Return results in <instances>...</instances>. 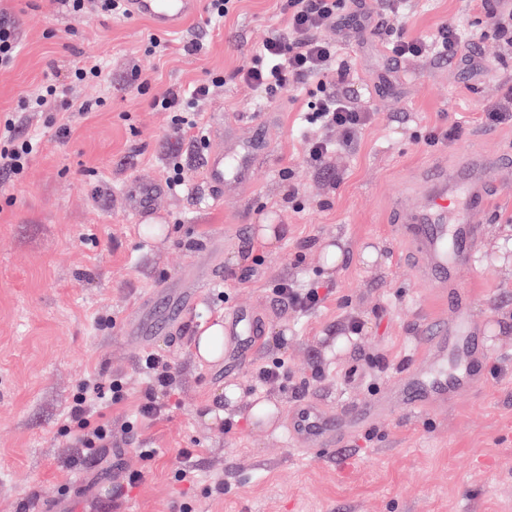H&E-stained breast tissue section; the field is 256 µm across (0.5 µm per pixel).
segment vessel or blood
<instances>
[{"label":"vessel or blood","instance_id":"vessel-or-blood-1","mask_svg":"<svg viewBox=\"0 0 512 512\" xmlns=\"http://www.w3.org/2000/svg\"><path fill=\"white\" fill-rule=\"evenodd\" d=\"M197 6L198 0H126L130 18L147 19L161 31L177 30ZM251 126L249 140L208 154L205 166L216 193L250 182L256 159L269 151L265 119H254ZM510 165L512 156L506 154H473L451 168L429 164L421 169L416 202L398 212L395 236L412 247L421 277L447 290L448 315L430 322L425 329L427 358L393 376L383 391L333 411L311 400L296 406L287 431L290 446L299 450L341 448L349 435L368 429L396 408L422 412L448 398L477 393L485 376L481 327L474 316L471 293L462 284L459 272L475 266L478 260L477 244L484 227L473 218L490 215L498 188L497 172ZM164 192L158 182H138L130 193L137 216L143 218L152 212ZM199 286V274L190 268L180 274L176 285H160L127 324V333L146 343L158 325L179 324L183 315L195 307ZM260 335V320L253 310L233 311L227 333V371L247 365Z\"/></svg>","mask_w":512,"mask_h":512}]
</instances>
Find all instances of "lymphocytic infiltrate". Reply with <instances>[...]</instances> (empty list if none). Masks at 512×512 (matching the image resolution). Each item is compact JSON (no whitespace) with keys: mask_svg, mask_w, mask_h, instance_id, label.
Instances as JSON below:
<instances>
[{"mask_svg":"<svg viewBox=\"0 0 512 512\" xmlns=\"http://www.w3.org/2000/svg\"><path fill=\"white\" fill-rule=\"evenodd\" d=\"M341 0H283L285 21L274 29L258 48L254 58L240 66L234 77L248 88L254 99L267 101L287 85L315 84L319 95L307 115L308 123L317 125V135L305 141L303 157L313 173L329 170L337 146H351L359 133L371 121L368 111L355 106L342 92L347 70L337 59L335 43L322 37L324 30L339 21ZM458 27L443 25L437 33L425 37H409L398 33L390 50L399 58L451 55L457 42ZM223 77L206 76L191 88L170 87L153 99L155 108L169 112L170 126L168 164L165 182L177 190L186 183L184 148L203 151L207 145L205 127L197 105L208 98L214 88L222 86ZM66 95L54 80H46L38 93L22 98L19 110L0 113V175L21 178L34 146L22 130L25 114L47 112L65 101ZM339 132L340 141H332L330 132ZM142 367L149 385L137 415L141 418L161 416L165 411L163 397L173 384L175 375L169 360L155 353L143 355ZM111 397L120 401L123 383L118 379L94 380L85 383L73 398L68 418L81 431L79 443L85 457H94L101 448L112 445V430L108 424H92L90 418L98 399Z\"/></svg>","mask_w":512,"mask_h":512,"instance_id":"obj_1","label":"lymphocytic infiltrate"}]
</instances>
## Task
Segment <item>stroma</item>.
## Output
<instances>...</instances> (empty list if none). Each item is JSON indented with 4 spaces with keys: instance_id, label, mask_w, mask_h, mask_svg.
I'll return each mask as SVG.
<instances>
[{
    "instance_id": "obj_1",
    "label": "stroma",
    "mask_w": 512,
    "mask_h": 512,
    "mask_svg": "<svg viewBox=\"0 0 512 512\" xmlns=\"http://www.w3.org/2000/svg\"><path fill=\"white\" fill-rule=\"evenodd\" d=\"M485 12L483 0H412L392 17L393 28L417 36L461 24L453 60L392 57L373 27L325 30L348 69V95L372 120L316 175L302 158L311 93L290 85L257 104L231 77L282 23L278 0H240L215 26L197 9L161 58L149 51L147 21L103 19L94 0L80 25L60 0H0V17L19 21L22 37L14 67L0 71V111L17 109L46 76L68 82L86 57L103 59L109 72L78 86L64 113L30 119L37 152L24 177L0 181V512H512V170L501 174L478 264L460 273L487 329L489 372L477 394L421 415L396 411L318 453L290 447L284 425L249 419L258 397L286 415L307 398L332 409L368 398L424 358V326L448 309L389 226L393 210L411 202L420 167L512 152V123L489 124L479 108L512 88V42L486 27ZM191 41L198 51L184 52ZM137 68L152 78L148 93L138 89ZM208 72L225 80L200 104L203 119L270 115L271 150L250 185L223 197L208 184L204 159L192 160L186 191L165 194L138 223L127 193L135 182L163 180L167 158L170 117L153 108V96ZM95 100L96 112H79ZM457 122L461 138L430 143ZM155 224L167 226L164 237ZM260 224L286 227L275 249L255 245ZM331 243L341 255L330 270L323 248ZM218 244L222 265L180 334L145 345L125 335L127 318L161 282L205 262ZM276 278L328 294L301 312L273 302ZM238 306L253 307L266 325L250 367L229 375L199 364L195 336ZM352 317L362 324L356 339L346 332ZM148 352L178 370L166 412L138 420L130 439L116 433L98 463H84L77 430L65 425L74 395L88 377L125 378L124 398L99 409L117 430L135 418ZM278 358L287 378L253 390L252 368ZM229 382L241 389L230 410ZM143 448L154 457L142 459ZM187 460L197 469L191 485L175 478ZM132 471L144 474L134 488Z\"/></svg>"
}]
</instances>
